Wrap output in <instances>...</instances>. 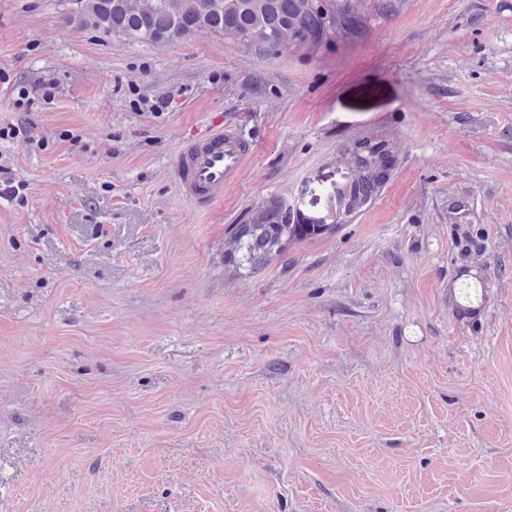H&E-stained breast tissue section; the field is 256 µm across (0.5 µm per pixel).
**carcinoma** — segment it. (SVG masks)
Here are the masks:
<instances>
[{
    "label": "carcinoma",
    "mask_w": 512,
    "mask_h": 512,
    "mask_svg": "<svg viewBox=\"0 0 512 512\" xmlns=\"http://www.w3.org/2000/svg\"><path fill=\"white\" fill-rule=\"evenodd\" d=\"M332 5L331 17L340 31L357 12L355 0H73L67 19L122 35L130 41L170 43L206 31L243 42L259 54L288 45L316 49L330 39L321 6ZM355 178L341 188L366 202L379 191L373 165L357 159L351 148H341ZM333 224H292L290 211L272 200L258 209L247 224L230 230V249L224 261L251 271L267 267L283 255L293 239L318 236Z\"/></svg>",
    "instance_id": "obj_1"
}]
</instances>
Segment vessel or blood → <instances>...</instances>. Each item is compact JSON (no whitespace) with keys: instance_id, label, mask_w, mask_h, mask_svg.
<instances>
[{"instance_id":"1","label":"vessel or blood","mask_w":512,"mask_h":512,"mask_svg":"<svg viewBox=\"0 0 512 512\" xmlns=\"http://www.w3.org/2000/svg\"><path fill=\"white\" fill-rule=\"evenodd\" d=\"M255 152L254 142L236 128L217 123L215 130L182 141L171 161L180 195L206 210L235 184Z\"/></svg>"}]
</instances>
